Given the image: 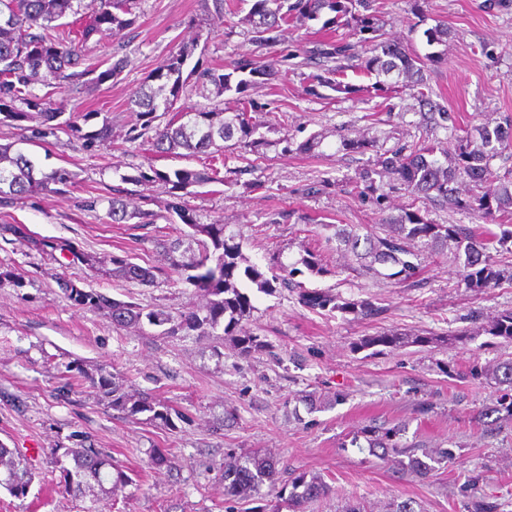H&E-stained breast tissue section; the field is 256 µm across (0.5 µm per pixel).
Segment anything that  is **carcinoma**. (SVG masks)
Listing matches in <instances>:
<instances>
[{"label":"carcinoma","instance_id":"carcinoma-1","mask_svg":"<svg viewBox=\"0 0 512 512\" xmlns=\"http://www.w3.org/2000/svg\"><path fill=\"white\" fill-rule=\"evenodd\" d=\"M287 0H252L251 17L253 41L267 46L278 40L279 31L285 16L281 14L282 4ZM81 0H0V124L21 122L34 117L39 125L31 129L30 138L50 144L49 138H59L64 133L75 139L78 148L91 150L99 145L112 143V127L104 122L89 132H82L80 123L88 122L95 116L93 112L76 114L64 121L59 107L49 94L39 93V87L62 89L68 85H99L120 75L127 66L123 57L110 62L109 66L96 72L84 66V58L69 37L67 23L62 21L67 13L77 14L74 4ZM129 0H99L93 21L84 31V38L100 33L117 36L133 24L128 17ZM328 9L335 16L326 21L331 25L347 21L352 24L355 34L361 41L369 42L377 38L378 27L370 15L349 19L347 0H294L287 11L302 17L316 18L322 10ZM382 54L365 60V68L378 73L398 72L412 79V86L424 87L426 82L413 59L397 43L380 44ZM352 45L324 40L317 43L313 54L319 59L334 60L348 58ZM192 50H182L167 58L150 76V81L159 82L153 87L146 85L133 92L131 102L137 108L136 123L130 128L127 141H141L149 145L155 155L183 148L190 153L213 149L220 152L223 143L240 134L237 143L257 158L264 157L261 149L265 146L262 138L253 137L254 129L249 126L246 113L217 110L207 104H198L186 109L178 102L187 90V79L183 78L187 61ZM337 69L325 68L314 76L317 85L336 92H348L350 87L337 81ZM190 74L201 84H211L216 93L229 90L228 77L216 68H199L194 65ZM166 119L165 124L158 120ZM479 141H474L469 132L453 136V162L443 165L437 155L448 156L445 142L427 136L419 139L410 150L396 149L379 156L377 165L387 173L396 176L402 189L410 196V207L398 216L390 218L382 225V234L375 232L359 233L358 228L346 226L336 228V250L361 262L362 269L375 276L381 275L377 266L390 265L396 271L386 274L389 279L399 282L409 279L416 270L411 261L415 256L412 250L417 244L429 254H439L453 243L454 258L463 260L466 273V287L479 291L494 288L504 279V271L499 269L494 251L512 242V230L503 229L496 233L490 225L497 215L512 211V169L496 178H491V161L503 151L512 148V115L502 117L493 128L478 131ZM364 183L365 194L372 201L381 204L384 194L378 193L373 171L359 174ZM216 180L213 174L192 169L161 171L153 165L148 169H138L136 175H124L125 184L151 182L163 186L167 192L186 190ZM71 174L64 168L43 171L36 167L31 157L20 150L12 151V145H0V205H9L31 194L53 193L63 195L71 187ZM131 190L122 187L112 188L108 215L114 224L127 223L133 219L139 224H153L157 214L151 210L128 209L127 195ZM451 203L455 209L463 211L480 223L436 224L422 215V206L430 201ZM174 213L181 224L195 235L206 237L201 252L192 261L184 263L175 257L176 250L169 251L170 265L190 270L191 274L182 279L186 285L194 287L207 296L206 303L190 308L173 317L162 311L147 309L135 302L117 301L93 289H85L76 282L61 277L57 284L67 299L80 309L106 313L117 326L138 323L142 319L156 326L169 325L164 333L175 335L180 331H198L207 334L205 328L216 329L223 326V334L237 347L239 355L247 358L266 348L257 336L241 333V323L250 318L253 310L249 291L270 294L278 288L297 290L298 300L310 310L334 312L342 310L361 317H374L380 308L371 300L343 302L331 289L307 288L294 280L300 273L295 266L280 261L272 263L267 274L255 264L246 263L241 243L233 236L224 235V225L202 224L187 209L177 208ZM0 231L10 233L20 239H27L48 255L53 251L66 250L72 260L80 261L102 276L137 280L143 284L156 281V274L127 258L114 256L112 267L105 262L76 250L72 243L36 241L31 238L22 224H3ZM491 332L497 336L512 339V310L501 313L493 321ZM426 344L428 339L413 341L396 331H382L374 336H364L358 348L383 346L397 350L410 343ZM90 388L98 400L106 407L123 413L132 423L172 426L174 408L150 393L133 388L127 390L116 382L113 374L105 368L96 373L85 374ZM146 418L141 419L139 415ZM401 427H370L363 431L368 445L379 457L401 450L410 454V467L420 478H427L436 470V465L453 457L452 450L443 448L438 457L424 461L411 454L409 447L398 441ZM76 440V448L69 451L71 467H62L61 489L74 497H81L88 491H97L99 496H112L127 486L130 478L112 458L91 446L89 436L83 433L70 435ZM149 464L156 468L172 470L176 466L174 457L165 448L152 449ZM224 493L241 496L257 493L262 487L269 488L279 501L311 503L329 491L327 484L317 477L307 478L303 473L291 476L288 482L280 484L276 461L258 451L241 450L226 454L224 461ZM34 474L24 457L16 450L0 444V486L16 498L28 495Z\"/></svg>","mask_w":512,"mask_h":512}]
</instances>
